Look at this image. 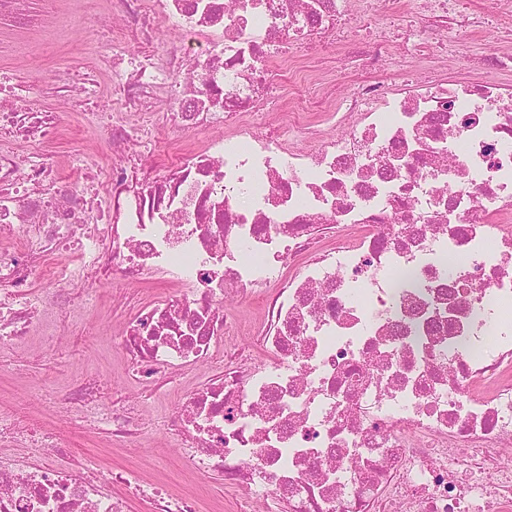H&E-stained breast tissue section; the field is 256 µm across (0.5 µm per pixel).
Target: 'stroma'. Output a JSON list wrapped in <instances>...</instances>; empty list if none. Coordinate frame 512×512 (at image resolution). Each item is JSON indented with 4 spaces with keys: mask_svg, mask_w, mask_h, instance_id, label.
Masks as SVG:
<instances>
[{
    "mask_svg": "<svg viewBox=\"0 0 512 512\" xmlns=\"http://www.w3.org/2000/svg\"><path fill=\"white\" fill-rule=\"evenodd\" d=\"M463 2L472 13L492 15V24L470 31L466 47L461 51L453 48L458 38L456 30L443 28L429 34L420 73L480 78L487 71L489 50L512 45V13L494 12L493 0ZM347 9L349 39L337 44L335 50L312 53L303 62L299 85L311 96L346 101L353 98L359 84L394 85L402 80L400 48H389L380 62L371 63L373 46L368 34L379 31L391 35L394 25L414 18L420 9V0H379L366 15L358 12L355 0H349ZM89 41L88 34L78 26L73 27L62 44L48 52H28L19 38L7 37L0 41V77H22L26 94L34 104L61 113L65 119V139L55 147L60 155V174L64 177L74 171L72 154L105 157L111 154L95 123L96 114L109 111L112 106L111 77L103 75L94 82L92 104L89 110L81 112L72 111L67 98L53 95L47 89L48 83L68 67L90 65L91 58L86 50ZM288 95V88H281L269 99L265 111L248 117V127L258 136L269 129H278L285 141L306 151L314 150V142L309 141L302 128L287 115ZM122 286L119 280L114 285L103 286L99 295L81 311L78 323L64 344H56L54 338L37 328L21 343L0 354L5 358L0 365V413L20 409L33 421L55 428L68 450L67 461L74 471L99 465L124 467L143 480L164 479L176 491L194 495L203 512H232L239 497L237 486L216 473L183 474L180 448L158 431L161 417L176 412L184 390L212 378L213 371L209 367L200 366L172 377L162 388L158 401L139 405L143 434L113 444L103 435L90 437L45 399L46 391L53 387L64 388L80 378L92 376L111 390L113 398L134 401L137 390L126 379L119 350V327L126 310L112 300L113 289ZM227 307L243 322L237 336L238 345L251 350L254 362L263 363L268 353L259 348L256 340L255 331L262 319L258 304L232 297Z\"/></svg>",
    "mask_w": 512,
    "mask_h": 512,
    "instance_id": "1",
    "label": "stroma"
}]
</instances>
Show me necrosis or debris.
Listing matches in <instances>:
<instances>
[{"mask_svg": "<svg viewBox=\"0 0 512 512\" xmlns=\"http://www.w3.org/2000/svg\"><path fill=\"white\" fill-rule=\"evenodd\" d=\"M37 2L0 0V21L45 43L64 36L72 12L36 26ZM345 2L112 0L126 34L93 52L117 90L103 127L112 160L52 193L43 147L64 125L0 88V347L29 336L44 301L64 336L103 283L155 273L176 295L140 301L125 321L129 379L153 400L165 368L211 365L163 432L192 470L241 484L235 512L269 498L288 512H512V82L366 84L326 116L288 99L312 153L244 125L288 81L272 50L336 31ZM423 14L483 24L459 0H423ZM157 20L197 48L151 42ZM158 120L224 134L148 168L138 132ZM230 294L258 300L268 361L234 342ZM57 403L90 432L135 430L96 380ZM0 437L38 458L0 456V512H128L132 497L148 512H197L162 481L74 473L55 434L23 418Z\"/></svg>", "mask_w": 512, "mask_h": 512, "instance_id": "necrosis-or-debris-1", "label": "necrosis or debris"}]
</instances>
